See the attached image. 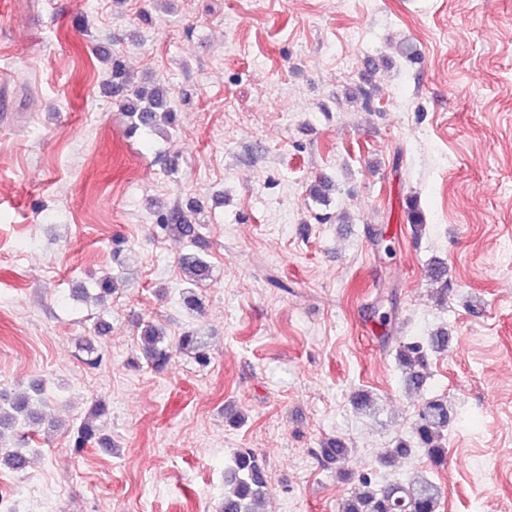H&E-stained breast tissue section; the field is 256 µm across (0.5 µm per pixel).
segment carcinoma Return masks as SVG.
<instances>
[{
	"label": "carcinoma",
	"instance_id": "cac0c4a2",
	"mask_svg": "<svg viewBox=\"0 0 512 512\" xmlns=\"http://www.w3.org/2000/svg\"><path fill=\"white\" fill-rule=\"evenodd\" d=\"M110 62L108 76L112 83V94L129 119L130 133L155 129L164 123L176 126V113L170 107L168 91L147 89L135 83L123 59L117 55L107 57ZM203 225L193 224L182 212L174 210L155 225L158 233L176 234L196 244L201 240ZM184 282L189 285L184 300L192 311L201 309L193 287L210 279L211 268L197 252L190 250L179 260ZM116 290L111 278L99 280L93 288L95 300L103 303ZM143 359L148 367L156 372L165 370L171 363L174 350L194 354L196 362L202 366L209 363L207 340L200 330L183 333L177 345L167 342L164 332L148 325L138 336ZM448 346V333L438 331L427 341L415 340L403 345L397 352L402 367L405 385L418 392L427 379L428 354L440 353ZM42 388L32 385L26 390L0 393V469L14 472L24 471L30 460L28 448L32 443L31 428L45 421ZM107 414V406L99 401L91 413L83 417L73 433V447L85 448L96 443L104 450L112 451L111 439L103 433L101 419ZM423 449L432 465L440 467L448 455V405L439 400L422 402L413 426V442H400L386 451L380 458L387 464L397 457L409 453L411 445ZM322 455L330 464L336 465L339 474L350 478L344 467L348 449L339 439L329 441L322 448ZM224 502L222 512H261L268 476L264 464L249 448L237 450L231 464L224 472ZM440 490L427 475L418 472L407 483H394L376 486L372 479L362 475L357 479L352 495L342 506V512H437Z\"/></svg>",
	"mask_w": 512,
	"mask_h": 512
}]
</instances>
